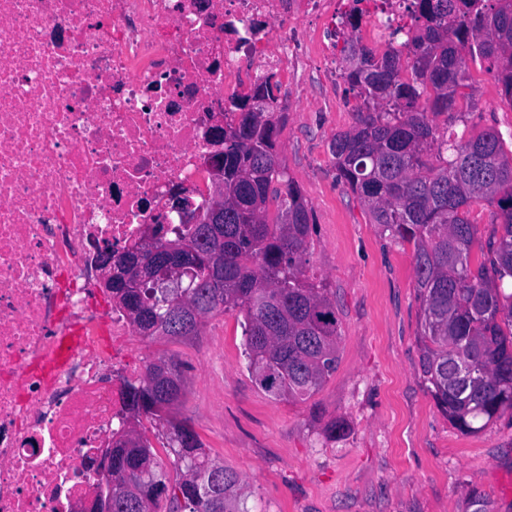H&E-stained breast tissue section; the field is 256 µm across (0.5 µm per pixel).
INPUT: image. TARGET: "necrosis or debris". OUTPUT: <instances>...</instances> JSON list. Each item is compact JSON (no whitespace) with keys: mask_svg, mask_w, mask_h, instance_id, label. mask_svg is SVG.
Listing matches in <instances>:
<instances>
[{"mask_svg":"<svg viewBox=\"0 0 512 512\" xmlns=\"http://www.w3.org/2000/svg\"><path fill=\"white\" fill-rule=\"evenodd\" d=\"M413 0H0V512H76L120 422L134 333L99 258L161 199L206 202L214 124L287 77L304 24L396 45ZM81 342L65 347L72 329Z\"/></svg>","mask_w":512,"mask_h":512,"instance_id":"necrosis-or-debris-1","label":"necrosis or debris"}]
</instances>
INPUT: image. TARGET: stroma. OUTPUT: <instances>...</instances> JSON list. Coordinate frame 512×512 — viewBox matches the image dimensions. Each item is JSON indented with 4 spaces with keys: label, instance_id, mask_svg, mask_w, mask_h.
<instances>
[{
    "label": "stroma",
    "instance_id": "1",
    "mask_svg": "<svg viewBox=\"0 0 512 512\" xmlns=\"http://www.w3.org/2000/svg\"><path fill=\"white\" fill-rule=\"evenodd\" d=\"M305 42L277 149L311 211L304 276L336 303L337 369L307 402L269 397L247 369L232 313L195 336L144 340L148 357L184 364L174 414L237 472L249 512H473L475 492L489 512H512V412L466 434L436 407L419 368L413 247L384 237L337 182L329 143L351 127L356 100L342 77L323 78L317 33ZM466 67L473 91L460 118L434 124L462 140L495 127L511 150L512 101L486 60ZM335 419L350 431L331 441L324 429Z\"/></svg>",
    "mask_w": 512,
    "mask_h": 512
}]
</instances>
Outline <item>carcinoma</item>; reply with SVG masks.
<instances>
[{
    "instance_id": "carcinoma-1",
    "label": "carcinoma",
    "mask_w": 512,
    "mask_h": 512,
    "mask_svg": "<svg viewBox=\"0 0 512 512\" xmlns=\"http://www.w3.org/2000/svg\"><path fill=\"white\" fill-rule=\"evenodd\" d=\"M418 23L405 31L410 56L381 54L348 40L342 77L360 105L353 125L331 140L336 179L367 207L372 223L392 240L413 245L420 312V370L442 414L463 433H476L512 410V157L490 128L467 141L438 131L429 114L457 111L469 87L462 52L496 70L512 100V0H417ZM432 99L430 109L420 107ZM273 89L264 82L225 122L224 223L156 225L142 253L152 273L172 264L195 268L191 304L203 320L226 312L243 317L248 370L274 399H310L338 365L336 307L322 285L303 278L313 225L276 147ZM435 155L437 164L424 157ZM497 204L499 235L480 246L474 263L472 205ZM278 219L267 220L269 203ZM224 282L217 283V267ZM147 336L167 332L177 305L151 282L121 292ZM183 364L158 359L125 384V426L112 440V512H151L163 493L187 512H247L237 474L212 459L182 425L162 415L177 398ZM167 426L178 479L169 483L162 460L137 426L142 418ZM205 471L199 484L193 475Z\"/></svg>"
}]
</instances>
